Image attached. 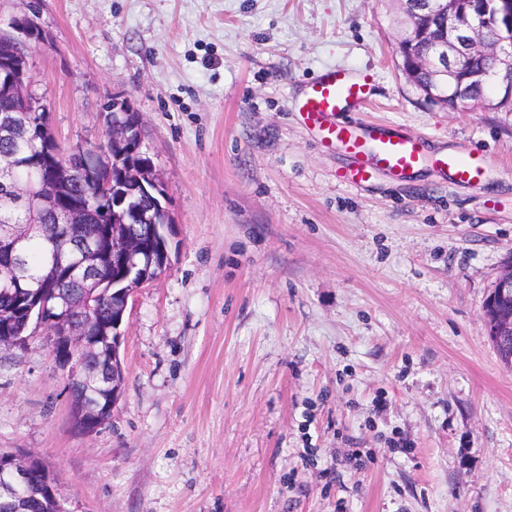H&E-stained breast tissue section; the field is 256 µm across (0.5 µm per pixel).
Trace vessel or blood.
<instances>
[{
	"mask_svg": "<svg viewBox=\"0 0 512 512\" xmlns=\"http://www.w3.org/2000/svg\"><path fill=\"white\" fill-rule=\"evenodd\" d=\"M371 99L370 75L327 68L292 102L300 123L314 133L323 150L349 155V165L336 174L339 181L358 187L380 172L402 179L421 166L452 183H472L484 177L487 161L482 154L434 150L425 139L404 135L385 123L359 119Z\"/></svg>",
	"mask_w": 512,
	"mask_h": 512,
	"instance_id": "obj_1",
	"label": "vessel or blood"
}]
</instances>
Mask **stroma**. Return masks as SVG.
<instances>
[{"instance_id":"stroma-1","label":"stroma","mask_w":512,"mask_h":512,"mask_svg":"<svg viewBox=\"0 0 512 512\" xmlns=\"http://www.w3.org/2000/svg\"><path fill=\"white\" fill-rule=\"evenodd\" d=\"M61 143L142 118L174 219L130 300L111 419L77 433L46 330L0 349V449L69 512H512V369L483 305L512 257V112L426 104L398 0H35ZM376 74L364 119L490 162L339 183L291 98Z\"/></svg>"}]
</instances>
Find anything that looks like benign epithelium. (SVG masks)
Masks as SVG:
<instances>
[{"label": "benign epithelium", "mask_w": 512, "mask_h": 512, "mask_svg": "<svg viewBox=\"0 0 512 512\" xmlns=\"http://www.w3.org/2000/svg\"><path fill=\"white\" fill-rule=\"evenodd\" d=\"M466 6L458 8V0H433L431 9L441 18L438 26L432 27L419 22V16L409 8L411 0H400L403 13L407 17V28L419 40L429 43L434 56L427 59H411L407 68L430 69L434 71L437 81L424 93L429 99H446L447 107L459 109L466 106L468 84L472 79L493 84L497 95L489 99V106L497 107L500 103L512 102V0H464ZM497 24L500 37L495 43L485 41L481 35L483 26L488 22ZM16 35L0 40V93L17 100L22 109L12 114L0 125L1 136H30L34 125L28 120L25 112L28 104L35 96L32 77V65L25 52L26 44L34 41L42 43L45 35L37 22L27 14L14 22ZM473 56H490L496 58V69L478 73L462 74L463 63ZM103 112L112 114L110 148H98L96 145L77 142L67 148L56 144L50 151L55 159H47L48 167L44 168V180L39 190H33L27 184H21L10 178L9 168L0 165V194L8 196L23 208L37 213L43 223L20 224L6 234H0V251L12 258L22 255L25 243L34 230L49 234L47 228L55 224H64L67 228L84 224L86 209L79 207L62 209L55 192L59 182L78 181L91 190L93 201L103 200V195H112V211L99 209L102 217L112 220H128L129 224H147L151 232L161 237H172L174 225L171 224L169 202L165 185L157 169L151 162H140L134 166L127 165L121 169L122 182L129 187L109 186L97 179L98 169L87 161L89 154L98 157L104 163L109 160L120 161L127 154L128 141L132 138V129L141 127L139 114L132 113L124 102L115 101L108 104ZM135 239L128 232L112 231L107 251L112 253V260H120L132 269L126 277L112 282L117 289L116 296L123 301L119 319L112 323V335L106 336L109 364L112 369H96V374H105L112 378V385L119 384L124 376L121 360V345L124 334L121 326L128 308L129 300L139 288L150 283L142 271L140 264L126 262L132 253ZM86 259L83 262V292L87 301L91 302L99 296L106 282L100 280L98 271L102 254L95 248L84 250ZM503 303L512 305V258L500 272L492 293L488 296L484 312L489 327V336L496 338H512V311L503 312L499 306ZM25 316L19 328L9 337L8 346L25 345L37 329L44 327L52 336L51 351L63 366L70 393V414L74 428L83 435L97 431L103 422L109 420L114 409L113 400L105 399L95 405L85 402V395L75 393V388L91 369L93 349L86 342L87 323L82 310L74 306H66L58 316L50 315L48 303L37 298L31 299L24 309ZM39 476L44 483L46 494L55 501L57 512H69L64 502L55 492L51 480V470L41 460L28 456L22 457L14 452L0 454V512H10L13 507V496L32 477Z\"/></svg>", "instance_id": "benign-epithelium-1"}]
</instances>
